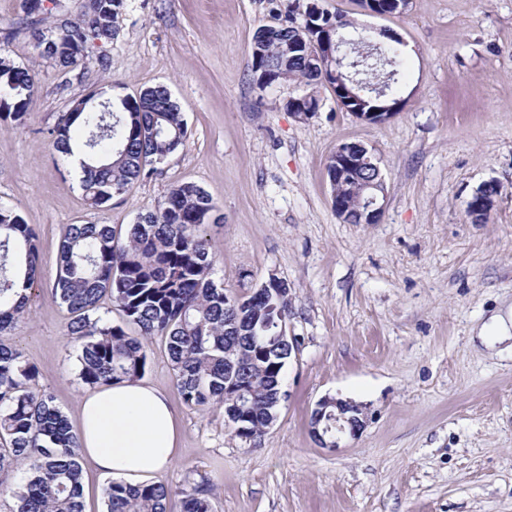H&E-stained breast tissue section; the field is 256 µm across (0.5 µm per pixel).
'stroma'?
Returning <instances> with one entry per match:
<instances>
[{
    "mask_svg": "<svg viewBox=\"0 0 512 512\" xmlns=\"http://www.w3.org/2000/svg\"><path fill=\"white\" fill-rule=\"evenodd\" d=\"M320 3L408 46L406 103L391 119H357L325 82L259 86L251 44L273 22L269 0H127L118 38L72 71L38 58L25 33L0 47L38 85L22 124L0 121V205L34 228L41 257L39 295L9 341L75 421L88 388L70 315L50 293L66 227L122 232L174 185L197 184L223 218L206 228L214 281L232 294L286 281L297 345L277 418L255 446L219 407L184 403L153 339L143 380L169 396L180 427L155 483L209 489L214 512H512V351L477 336L512 305V0H410L386 18L359 0ZM159 84L184 113L183 146L90 208L48 129L90 92ZM303 96L317 112L288 111ZM342 142L379 161L376 223L344 222L332 206L326 163ZM490 180L495 207L472 222L467 202ZM329 396L358 404L365 420L335 448L310 433Z\"/></svg>",
    "mask_w": 512,
    "mask_h": 512,
    "instance_id": "stroma-1",
    "label": "stroma"
}]
</instances>
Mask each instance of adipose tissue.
Instances as JSON below:
<instances>
[{
  "instance_id": "obj_1",
  "label": "adipose tissue",
  "mask_w": 512,
  "mask_h": 512,
  "mask_svg": "<svg viewBox=\"0 0 512 512\" xmlns=\"http://www.w3.org/2000/svg\"><path fill=\"white\" fill-rule=\"evenodd\" d=\"M82 455L101 474L138 484L175 460L180 432L168 396L142 381L87 393L79 407Z\"/></svg>"
}]
</instances>
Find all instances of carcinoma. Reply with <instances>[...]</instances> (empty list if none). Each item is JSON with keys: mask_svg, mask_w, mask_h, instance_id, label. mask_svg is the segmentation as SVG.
<instances>
[{"mask_svg": "<svg viewBox=\"0 0 512 512\" xmlns=\"http://www.w3.org/2000/svg\"><path fill=\"white\" fill-rule=\"evenodd\" d=\"M126 0H85L78 18L51 42L41 39L56 26L23 18L3 32L10 40L25 31L39 56L61 67H76L95 39L110 44L120 32ZM308 4L292 0L277 28L276 41L252 60L274 82L305 80L335 83L333 61L301 41L293 22L306 19ZM314 36L341 33L352 22L323 10L311 19ZM366 52L350 51L347 67L356 80L389 82L399 96L404 52L389 43L360 37ZM0 120L22 122L35 95L30 69L0 56ZM106 95L107 111L74 101L48 130L53 149L69 159L82 156L80 187L86 204L100 208L149 173V166L183 145L186 123L167 87H147L116 102ZM216 211L210 195L194 183L174 186L165 200L141 214L120 236L110 224H70L57 255L53 299L72 315L69 333L78 343L79 379L91 389L141 378L146 345L164 340L176 386L189 406H219L235 436L259 441L273 421L280 380L288 360L282 324L290 313L288 284L279 279L245 298L233 297L211 274L214 257L203 235ZM36 232L17 212L0 208V476L24 470L7 512H85L78 434L55 404L37 389L38 369L6 341L27 310L39 268ZM24 277L26 293L16 292ZM108 299L121 312L113 323L98 313ZM182 512H212L210 493L183 489ZM172 489L161 484L131 485L110 480L102 489L103 512H168Z\"/></svg>", "mask_w": 512, "mask_h": 512, "instance_id": "carcinoma-1", "label": "carcinoma"}]
</instances>
